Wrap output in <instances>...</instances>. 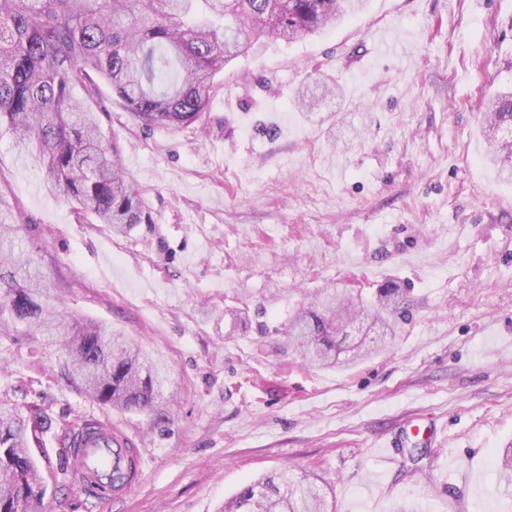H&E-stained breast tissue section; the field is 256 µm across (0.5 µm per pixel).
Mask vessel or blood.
<instances>
[{"label":"vessel or blood","instance_id":"1","mask_svg":"<svg viewBox=\"0 0 512 512\" xmlns=\"http://www.w3.org/2000/svg\"><path fill=\"white\" fill-rule=\"evenodd\" d=\"M126 443V437L117 433L85 438L74 461L81 491L114 497L123 494L131 482L125 464Z\"/></svg>","mask_w":512,"mask_h":512}]
</instances>
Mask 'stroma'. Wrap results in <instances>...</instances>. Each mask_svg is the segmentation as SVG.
<instances>
[{
	"label": "stroma",
	"mask_w": 512,
	"mask_h": 512,
	"mask_svg": "<svg viewBox=\"0 0 512 512\" xmlns=\"http://www.w3.org/2000/svg\"><path fill=\"white\" fill-rule=\"evenodd\" d=\"M201 120L148 127L102 87L96 118L151 223L123 236L43 186L0 129V200L53 290L169 367L153 410L66 380L62 337L0 312V406L52 421L30 452L45 512H220L250 481L314 472L337 512H512V181L482 134L512 91V0H367L322 35L260 39L215 74ZM333 82L313 109L306 84ZM398 288L403 318L351 368L306 366L284 329L318 291ZM245 306V320L225 316ZM435 418L423 453L383 449ZM128 437L143 471L89 499L59 471L71 426Z\"/></svg>",
	"instance_id": "obj_1"
}]
</instances>
